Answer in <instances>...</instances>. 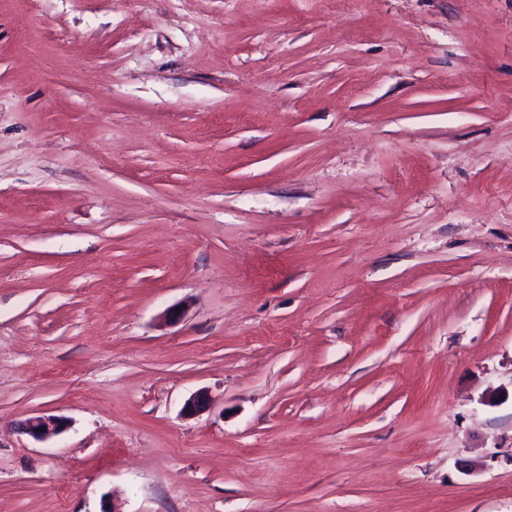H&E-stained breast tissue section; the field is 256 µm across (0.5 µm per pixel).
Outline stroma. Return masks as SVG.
<instances>
[{"label": "stroma", "mask_w": 512, "mask_h": 512, "mask_svg": "<svg viewBox=\"0 0 512 512\" xmlns=\"http://www.w3.org/2000/svg\"><path fill=\"white\" fill-rule=\"evenodd\" d=\"M0 512H512V0H0ZM65 422L62 418L52 415H36L25 420L22 424L23 433L36 441H46L60 434ZM42 428V431H39Z\"/></svg>", "instance_id": "stroma-1"}]
</instances>
